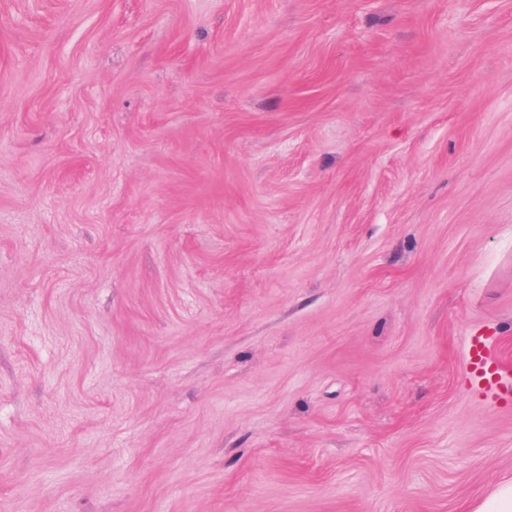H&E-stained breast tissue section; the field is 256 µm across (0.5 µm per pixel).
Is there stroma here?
Returning <instances> with one entry per match:
<instances>
[{
	"mask_svg": "<svg viewBox=\"0 0 512 512\" xmlns=\"http://www.w3.org/2000/svg\"><path fill=\"white\" fill-rule=\"evenodd\" d=\"M475 330L512 0H0V512H467Z\"/></svg>",
	"mask_w": 512,
	"mask_h": 512,
	"instance_id": "stroma-1",
	"label": "stroma"
}]
</instances>
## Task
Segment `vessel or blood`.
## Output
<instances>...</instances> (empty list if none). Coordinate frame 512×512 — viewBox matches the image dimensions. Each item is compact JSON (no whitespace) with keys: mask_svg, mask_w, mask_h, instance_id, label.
Returning <instances> with one entry per match:
<instances>
[{"mask_svg":"<svg viewBox=\"0 0 512 512\" xmlns=\"http://www.w3.org/2000/svg\"><path fill=\"white\" fill-rule=\"evenodd\" d=\"M468 358L472 385L480 396L496 403L512 400V366L491 356L487 336H469Z\"/></svg>","mask_w":512,"mask_h":512,"instance_id":"vessel-or-blood-1","label":"vessel or blood"}]
</instances>
